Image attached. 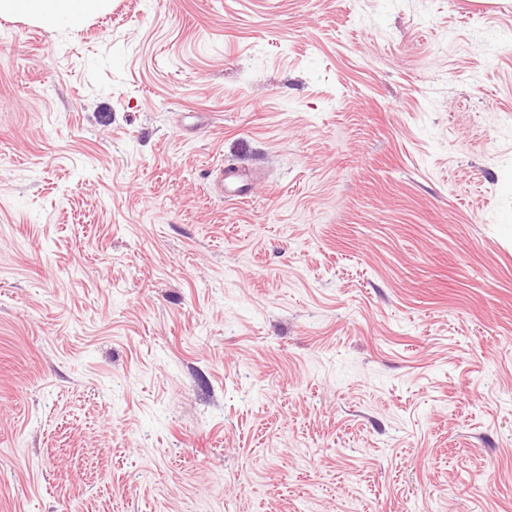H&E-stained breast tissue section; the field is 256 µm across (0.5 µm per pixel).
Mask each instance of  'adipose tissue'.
Segmentation results:
<instances>
[{
    "label": "adipose tissue",
    "instance_id": "1",
    "mask_svg": "<svg viewBox=\"0 0 512 512\" xmlns=\"http://www.w3.org/2000/svg\"><path fill=\"white\" fill-rule=\"evenodd\" d=\"M110 0H0V16L19 15L46 28H75L105 11Z\"/></svg>",
    "mask_w": 512,
    "mask_h": 512
}]
</instances>
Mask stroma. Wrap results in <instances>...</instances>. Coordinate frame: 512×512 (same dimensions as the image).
I'll use <instances>...</instances> for the list:
<instances>
[{
  "instance_id": "stroma-1",
  "label": "stroma",
  "mask_w": 512,
  "mask_h": 512,
  "mask_svg": "<svg viewBox=\"0 0 512 512\" xmlns=\"http://www.w3.org/2000/svg\"><path fill=\"white\" fill-rule=\"evenodd\" d=\"M0 512H512V0L0 17ZM253 180V174L237 167L221 165L218 168V183L225 198L238 199L245 196V191L251 187Z\"/></svg>"
}]
</instances>
